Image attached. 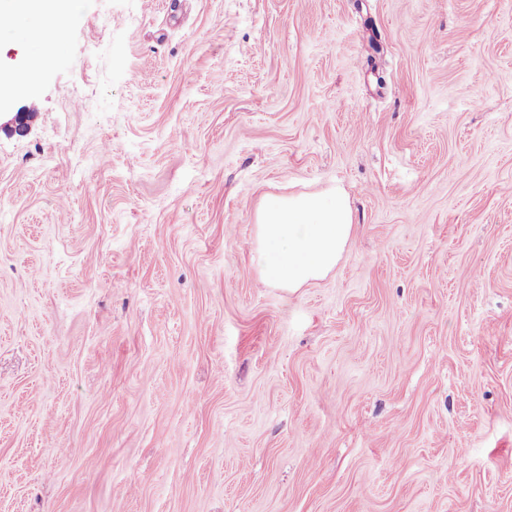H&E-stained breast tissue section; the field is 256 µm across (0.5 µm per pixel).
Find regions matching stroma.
Instances as JSON below:
<instances>
[{"instance_id": "1", "label": "stroma", "mask_w": 512, "mask_h": 512, "mask_svg": "<svg viewBox=\"0 0 512 512\" xmlns=\"http://www.w3.org/2000/svg\"><path fill=\"white\" fill-rule=\"evenodd\" d=\"M60 37L0 34V512H512V0ZM336 187V269L264 285L262 198Z\"/></svg>"}]
</instances>
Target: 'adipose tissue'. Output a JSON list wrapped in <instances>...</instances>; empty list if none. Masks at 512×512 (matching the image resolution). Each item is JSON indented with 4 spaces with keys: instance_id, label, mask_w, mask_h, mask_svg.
Segmentation results:
<instances>
[{
    "instance_id": "ef3b65f1",
    "label": "adipose tissue",
    "mask_w": 512,
    "mask_h": 512,
    "mask_svg": "<svg viewBox=\"0 0 512 512\" xmlns=\"http://www.w3.org/2000/svg\"><path fill=\"white\" fill-rule=\"evenodd\" d=\"M75 0H0V19L42 55L57 52L53 22L69 17ZM252 260L262 283L295 290L324 278L352 236L353 214L341 189L268 197L259 205Z\"/></svg>"
}]
</instances>
